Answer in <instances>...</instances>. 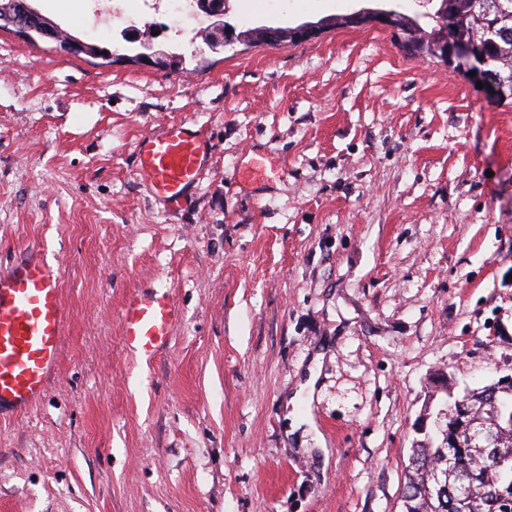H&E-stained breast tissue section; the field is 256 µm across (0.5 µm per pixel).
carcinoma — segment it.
I'll return each mask as SVG.
<instances>
[{"label": "carcinoma", "instance_id": "1", "mask_svg": "<svg viewBox=\"0 0 512 512\" xmlns=\"http://www.w3.org/2000/svg\"><path fill=\"white\" fill-rule=\"evenodd\" d=\"M448 34L475 41L512 99V0H439L433 15ZM434 434L412 448L403 512H512V383L453 397ZM509 456L495 468L492 452Z\"/></svg>", "mask_w": 512, "mask_h": 512}]
</instances>
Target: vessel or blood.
Returning a JSON list of instances; mask_svg holds the SVG:
<instances>
[{
  "instance_id": "1",
  "label": "vessel or blood",
  "mask_w": 512,
  "mask_h": 512,
  "mask_svg": "<svg viewBox=\"0 0 512 512\" xmlns=\"http://www.w3.org/2000/svg\"><path fill=\"white\" fill-rule=\"evenodd\" d=\"M137 157L152 192L178 205L207 166L208 149L195 131L174 124L144 137ZM178 319L167 295L137 297L121 315L127 348L147 357L157 354ZM65 323L57 269L26 253L0 271V409L25 407L44 393L59 359Z\"/></svg>"
}]
</instances>
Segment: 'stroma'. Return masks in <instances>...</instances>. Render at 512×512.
<instances>
[{"instance_id": "1", "label": "stroma", "mask_w": 512, "mask_h": 512, "mask_svg": "<svg viewBox=\"0 0 512 512\" xmlns=\"http://www.w3.org/2000/svg\"><path fill=\"white\" fill-rule=\"evenodd\" d=\"M30 4L124 59L0 30V267L35 251L68 312L45 395L0 413V512H401L434 379L512 374V101L343 22L429 30L435 0H232L218 53L151 15L160 70L91 0ZM176 123L210 152L178 207L136 160ZM158 289L180 321L147 361L120 316ZM319 25L304 24L294 28H282L279 31H270V39L277 42L307 41L317 34Z\"/></svg>"}]
</instances>
